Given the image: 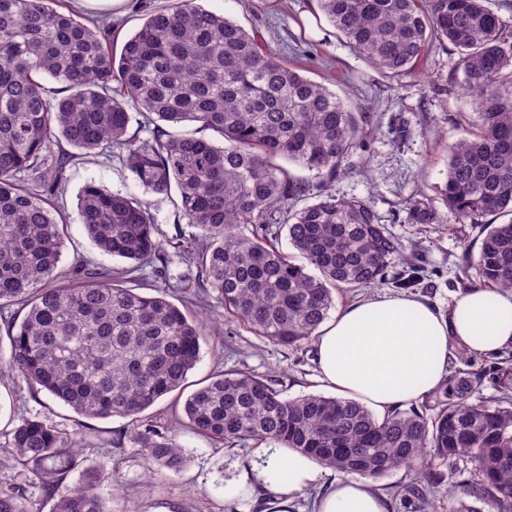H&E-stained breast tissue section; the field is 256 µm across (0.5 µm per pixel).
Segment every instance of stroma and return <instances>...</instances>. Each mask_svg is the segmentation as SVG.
I'll list each match as a JSON object with an SVG mask.
<instances>
[{"label":"stroma","instance_id":"35a3bbf8","mask_svg":"<svg viewBox=\"0 0 512 512\" xmlns=\"http://www.w3.org/2000/svg\"><path fill=\"white\" fill-rule=\"evenodd\" d=\"M168 3L120 0L101 10V17L113 24V48L121 49L149 12ZM199 4L255 33L265 51L325 84L350 111L370 114L361 148L346 160V171L332 189L340 197L371 199L383 223L418 253L424 286L417 289V296L444 310L454 296L473 286L466 262L478 255L479 229L451 213L440 192L448 173L449 143L475 129L472 107L463 92L458 50L446 42L433 44L411 72L394 76L354 51L324 19L318 0H199ZM54 149L72 157L64 190L56 197L68 222L61 269L70 274L78 266L125 267L124 259L101 252L86 236L77 198L91 181L115 193L141 195L132 173L118 158L87 156L61 139ZM413 201L431 209L435 223H409L406 207ZM177 204L173 195L154 207L162 241L174 237L187 241L197 233ZM195 274V268L176 257L167 276L145 273L126 282L139 293L162 291L201 323L205 336L184 391L157 402L139 419L83 417L24 379L0 377V492H22L31 512H51L55 502L42 491L33 467L18 463L10 443L13 428L28 417L42 419L77 442L75 464L64 474L58 493L77 486L88 463L100 462L110 477L98 491L112 512H267L273 496L255 486L244 487L234 502L224 499L225 484L238 481L243 470L259 463L256 442L232 446L214 442L183 423L182 405L188 392L221 370L242 369L271 380L288 398L322 393L315 343L288 347L256 336L225 316L223 306ZM505 367L512 368L511 350L491 355L460 351L450 365L451 371L473 375V396L479 400L501 395ZM149 425L163 428L187 448L188 460L181 470L150 469L144 448L134 438L135 432ZM470 471L466 463L444 470V486L427 488L422 501L407 493L412 477L406 469L375 478L372 484L387 497L391 512H454L457 502L448 498L445 489L464 482Z\"/></svg>","mask_w":512,"mask_h":512}]
</instances>
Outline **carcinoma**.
I'll use <instances>...</instances> for the list:
<instances>
[{"instance_id":"carcinoma-1","label":"carcinoma","mask_w":512,"mask_h":512,"mask_svg":"<svg viewBox=\"0 0 512 512\" xmlns=\"http://www.w3.org/2000/svg\"><path fill=\"white\" fill-rule=\"evenodd\" d=\"M318 2L349 45L383 71H412L434 41L461 51L478 133L448 146L441 194L450 212L473 224L512 215V91L502 90L512 43L485 0ZM45 76L59 90H47ZM130 101L143 124L154 126L152 139L129 132ZM186 122L222 143L161 127ZM368 122L197 0L153 11L118 55L109 21H81L63 10V0H0V305L26 310L9 329L6 368L80 415L135 419L181 389L200 357L201 328L164 295L136 293L100 267L60 282L68 224L52 196L69 157L53 153L59 137L86 153L118 156L146 194L178 190L183 218L204 240L199 253L182 248L183 259L198 264L224 311L257 336L300 345L328 319L334 290L378 285L398 265L393 287H419V266L373 203L330 188ZM279 159L317 182L296 180ZM21 173L32 182H18ZM307 195L316 201L294 208ZM407 210L411 224L435 223L422 203ZM78 213L98 249L131 262L127 273L163 261L151 201L90 182ZM283 231L307 265L279 248ZM471 268L479 283L512 290V220L485 225ZM474 390L460 372L435 392L434 404L380 419L354 400L288 399L270 381L231 370L188 395L182 411L192 429L214 440L271 441L346 474L378 478L405 467L414 480L435 485L429 461L450 469L470 462L476 479L451 487L449 496L508 508L512 396L472 402ZM137 440L160 468L187 461L173 436L147 428ZM11 445L54 494L64 474L61 449L75 444L43 420L25 418ZM105 476L104 464L87 467L84 482L60 496L53 512H107L97 493ZM0 512H28L25 498L0 492Z\"/></svg>"}]
</instances>
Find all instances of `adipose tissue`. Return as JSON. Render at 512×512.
Returning a JSON list of instances; mask_svg holds the SVG:
<instances>
[{"label":"adipose tissue","mask_w":512,"mask_h":512,"mask_svg":"<svg viewBox=\"0 0 512 512\" xmlns=\"http://www.w3.org/2000/svg\"><path fill=\"white\" fill-rule=\"evenodd\" d=\"M456 348H512V291L469 289L444 314L415 297L366 298L337 312L316 338L321 382L383 416L438 389ZM259 455L251 479L274 494L276 512H294L321 470L291 449L263 448ZM315 512H387V504L368 482L343 475L316 500Z\"/></svg>","instance_id":"ef3b65f1"}]
</instances>
